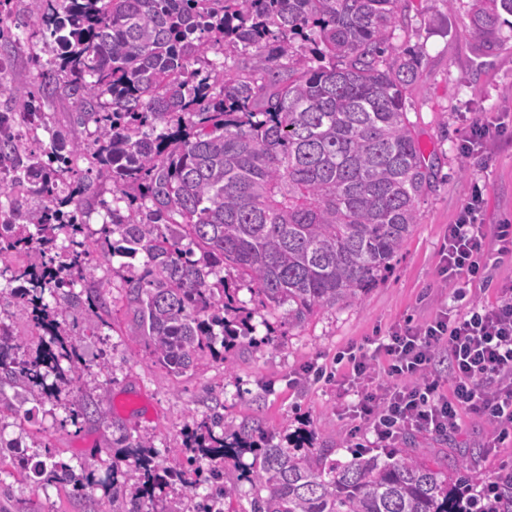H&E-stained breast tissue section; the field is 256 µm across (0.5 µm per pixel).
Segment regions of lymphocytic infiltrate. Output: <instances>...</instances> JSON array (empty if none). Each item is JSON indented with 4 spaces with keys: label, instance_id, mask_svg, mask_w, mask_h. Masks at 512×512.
<instances>
[{
    "label": "lymphocytic infiltrate",
    "instance_id": "lymphocytic-infiltrate-1",
    "mask_svg": "<svg viewBox=\"0 0 512 512\" xmlns=\"http://www.w3.org/2000/svg\"><path fill=\"white\" fill-rule=\"evenodd\" d=\"M482 191L448 227L441 276L454 285L464 310L448 309L420 326H406L376 339L374 350L352 348L341 383L352 392L356 419L378 444L404 431L444 434L460 411L494 421L499 438L512 435V286L499 289L494 305L467 301V288L488 279L487 238L501 255L512 254V224L486 232ZM447 359L450 394L441 391L433 367Z\"/></svg>",
    "mask_w": 512,
    "mask_h": 512
}]
</instances>
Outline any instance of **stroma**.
<instances>
[{"label": "stroma", "mask_w": 512, "mask_h": 512, "mask_svg": "<svg viewBox=\"0 0 512 512\" xmlns=\"http://www.w3.org/2000/svg\"><path fill=\"white\" fill-rule=\"evenodd\" d=\"M473 0H401V20L393 47L416 49L422 63L406 92L408 118L427 163L435 165L432 191L419 204V219L390 269L361 300L319 311L295 327L270 315L257 323L251 337L240 340L227 360L204 354L193 368L176 375L155 362L141 328L129 312L124 282L105 275L101 293L111 311L112 328L102 331L94 313L74 315L79 355L89 372L80 382L91 395L107 391L105 420L61 426L63 409L20 405V418L0 414V433L24 442L43 441L55 460L70 464L91 459L92 500L69 484H43L32 473H20L10 460L0 461V512H108L112 485L110 463L122 447L113 446L121 433L151 437L159 459L184 466V483L167 484L163 500H179L182 512H196L219 492L210 477V462L187 465L188 430L223 404L224 422L254 426L285 441L297 430L311 432L315 449L331 458L350 459L351 449L372 447L374 437L350 415L351 396L335 381L306 375L308 367L347 373L336 359L349 347L387 335L394 326L422 323L452 306L453 289L439 275L441 248L449 224L468 204L473 187L485 198L486 229L512 223V16L499 26V40L488 44L468 32ZM0 60L9 79L20 84L32 76L33 57L42 48L33 19L16 0L0 7ZM41 113L22 142L37 149L47 128L66 131L72 110L69 100L41 98ZM478 122L503 124L506 132L484 143L472 156L462 152L463 140ZM109 359L111 375L98 373L97 363ZM495 426L461 412L459 425L448 435L413 431L395 445L413 449L444 468L460 462L481 484L498 481L512 467V437L498 441ZM196 494L183 498L184 484Z\"/></svg>", "instance_id": "stroma-1"}]
</instances>
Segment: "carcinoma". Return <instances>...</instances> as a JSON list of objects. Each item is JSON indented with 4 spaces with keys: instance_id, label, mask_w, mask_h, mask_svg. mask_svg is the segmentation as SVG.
I'll return each instance as SVG.
<instances>
[{
    "instance_id": "cac0c4a2",
    "label": "carcinoma",
    "mask_w": 512,
    "mask_h": 512,
    "mask_svg": "<svg viewBox=\"0 0 512 512\" xmlns=\"http://www.w3.org/2000/svg\"><path fill=\"white\" fill-rule=\"evenodd\" d=\"M400 0H30L49 32L51 55L27 85L0 84L29 117L41 95L73 106L71 128L49 132L37 150L18 146L15 117L0 113V195L30 183L37 204H15L0 223V257L28 254L22 267H0V302L10 317L43 331L35 355L0 320L3 386L59 406L72 424L106 418V393L85 395L88 371L70 340L68 312L105 307L75 292L115 256L124 264L127 306L151 355L175 373L200 353L230 348L251 335L241 315L246 288L267 312L301 326L316 312L360 300L400 251L436 173L425 162L406 111L405 94L420 52L384 58ZM512 0H477L469 32L488 39ZM244 66H215L207 53ZM93 147L97 180L113 186L108 220L97 235L82 221L80 197L91 184L70 181ZM229 267L237 279L222 272ZM15 282L19 287H12ZM143 482L129 491L115 478L112 512H143L156 486L175 474L149 453L147 435H125ZM194 458L253 461L243 478L251 512H465L464 492L477 479L447 473L394 449H362L347 461L305 447L285 448L224 424L215 411L187 438ZM65 462H36L44 481L84 492L82 472ZM479 512H512V492Z\"/></svg>"
}]
</instances>
